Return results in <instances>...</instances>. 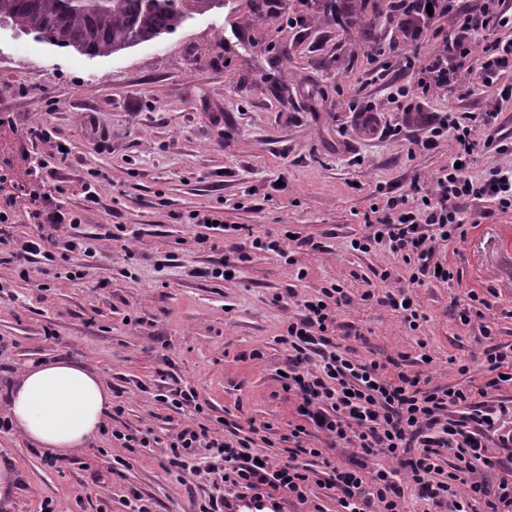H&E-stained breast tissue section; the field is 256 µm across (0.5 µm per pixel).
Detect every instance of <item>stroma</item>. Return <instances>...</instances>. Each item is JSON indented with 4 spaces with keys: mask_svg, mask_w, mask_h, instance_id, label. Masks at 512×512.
I'll return each mask as SVG.
<instances>
[{
    "mask_svg": "<svg viewBox=\"0 0 512 512\" xmlns=\"http://www.w3.org/2000/svg\"><path fill=\"white\" fill-rule=\"evenodd\" d=\"M324 9V0H229L109 57L0 35V116L12 120L0 128V164L19 182L46 180L40 208L52 218L40 226L21 209L0 224V416L18 371L51 359L93 367L122 407L90 448L53 467L47 451L0 432V462L17 475L11 512H41L47 500L58 512H132L137 495L151 512H194L206 477L176 481L159 444L189 418L157 399L176 383L196 391L205 425H269L272 443L257 450L276 456L297 418L280 382L289 352L279 338L300 302L331 283L350 298L333 341L354 358L403 353L410 370L445 385L459 379L454 360H472L480 380L489 344L512 345V211L460 201L466 238L437 244L449 283H409L384 248L350 247L389 200L433 189L453 138L422 142L445 113L499 109L477 131L468 172L512 167V97L480 79L486 50L512 40V26L470 32L467 70L438 84L429 67L454 36L447 17L416 33L410 61L392 52V27L369 37L322 21ZM33 126L40 137L29 136ZM89 188L96 202H86ZM204 211L220 212L231 231L191 222ZM38 234L59 240L51 258L19 251ZM265 235L284 239V253L254 249ZM74 238L91 251H65ZM240 254L230 276L208 277ZM400 287L424 315L417 329L383 301ZM472 289L491 307L465 326ZM116 429L154 442L120 447Z\"/></svg>",
    "mask_w": 512,
    "mask_h": 512,
    "instance_id": "1",
    "label": "stroma"
}]
</instances>
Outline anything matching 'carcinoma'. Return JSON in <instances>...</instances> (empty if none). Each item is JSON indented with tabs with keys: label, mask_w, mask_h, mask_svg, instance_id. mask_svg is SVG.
Instances as JSON below:
<instances>
[{
	"label": "carcinoma",
	"mask_w": 512,
	"mask_h": 512,
	"mask_svg": "<svg viewBox=\"0 0 512 512\" xmlns=\"http://www.w3.org/2000/svg\"><path fill=\"white\" fill-rule=\"evenodd\" d=\"M367 0H330L329 15L338 25H355L366 18ZM387 0L378 17L394 24L400 36L393 48L410 53L413 33L428 26L438 15L460 24L450 15L448 0ZM432 4L433 13L427 12ZM224 8V0H0V31L15 38H30L66 52L106 57L175 33L196 15ZM456 49L446 53L448 69L464 60L471 46L455 38Z\"/></svg>",
	"instance_id": "1"
}]
</instances>
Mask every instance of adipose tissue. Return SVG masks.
Segmentation results:
<instances>
[{
  "instance_id": "ef3b65f1",
  "label": "adipose tissue",
  "mask_w": 512,
  "mask_h": 512,
  "mask_svg": "<svg viewBox=\"0 0 512 512\" xmlns=\"http://www.w3.org/2000/svg\"><path fill=\"white\" fill-rule=\"evenodd\" d=\"M112 394L88 365L55 359L26 367L6 396L14 429L34 446L65 457L96 437Z\"/></svg>"
}]
</instances>
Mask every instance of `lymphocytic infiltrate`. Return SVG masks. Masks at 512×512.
Returning <instances> with one entry per match:
<instances>
[{
    "instance_id": "1",
    "label": "lymphocytic infiltrate",
    "mask_w": 512,
    "mask_h": 512,
    "mask_svg": "<svg viewBox=\"0 0 512 512\" xmlns=\"http://www.w3.org/2000/svg\"><path fill=\"white\" fill-rule=\"evenodd\" d=\"M498 118L494 109L472 117L445 113L439 127L453 132L455 163L438 173L437 199H421L409 208L390 201V216L368 225L353 249L384 246L401 258L413 284L426 276L453 280V269L438 265L433 243L465 237L457 200L489 196L501 211L512 210V169L492 170L478 182L464 168L478 145L477 127ZM45 187L42 181L21 184L0 176V223H9L18 208L40 219L37 203ZM344 299L339 286L322 289L302 303L299 319L279 338L292 353L283 386L298 398L300 418L285 460L257 453L253 436L231 438L192 420L169 437V463L178 474L189 471L191 459L206 463L213 492L199 512H220L225 497L248 494L286 496L305 505L315 486L335 499L337 512H406L410 490L428 502L430 512H469L480 498L490 512H512V467L495 485L477 477L478 469L499 465V450L512 447V411L492 397L502 381H512V346L487 350L482 385L467 381L464 364L458 368L462 382L435 385L409 370L406 356L364 362L333 347L328 332ZM314 432L323 434V447H308L306 439ZM339 448L354 449L356 460L336 461L332 452ZM445 449L458 462L455 470L440 464ZM306 454L321 459L323 470L298 465V456Z\"/></svg>"
}]
</instances>
